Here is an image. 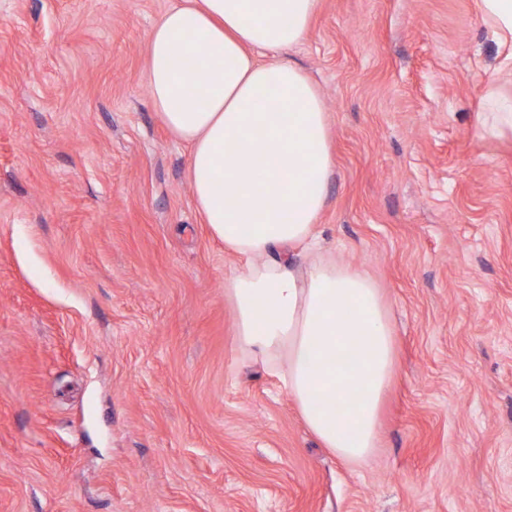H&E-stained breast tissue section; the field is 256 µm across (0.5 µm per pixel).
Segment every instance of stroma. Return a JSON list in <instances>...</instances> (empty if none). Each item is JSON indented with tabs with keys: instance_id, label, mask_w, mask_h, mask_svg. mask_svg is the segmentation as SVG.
<instances>
[{
	"instance_id": "stroma-1",
	"label": "stroma",
	"mask_w": 512,
	"mask_h": 512,
	"mask_svg": "<svg viewBox=\"0 0 512 512\" xmlns=\"http://www.w3.org/2000/svg\"><path fill=\"white\" fill-rule=\"evenodd\" d=\"M173 0H0V512H512V48L477 0H319L288 51L334 173L316 230L377 284L397 371L345 464L236 334L244 259L155 109ZM487 107L482 135L499 136L508 131L512 133V94L508 96L498 88L490 89L487 94Z\"/></svg>"
}]
</instances>
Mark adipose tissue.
Segmentation results:
<instances>
[{
    "mask_svg": "<svg viewBox=\"0 0 512 512\" xmlns=\"http://www.w3.org/2000/svg\"><path fill=\"white\" fill-rule=\"evenodd\" d=\"M317 4L177 0L148 35V76L163 122L191 147L204 223L247 261L225 287L238 336L354 465L379 441L395 336L369 277L312 253L297 261L315 242L333 159L317 85L280 54L306 37Z\"/></svg>",
    "mask_w": 512,
    "mask_h": 512,
    "instance_id": "ef3b65f1",
    "label": "adipose tissue"
}]
</instances>
